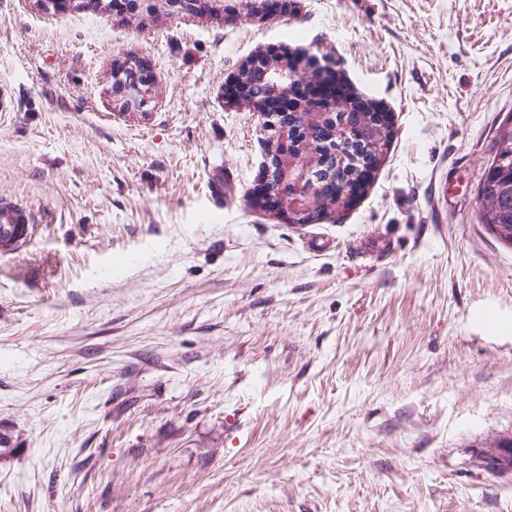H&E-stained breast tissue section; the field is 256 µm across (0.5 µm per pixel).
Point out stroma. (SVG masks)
<instances>
[{
    "mask_svg": "<svg viewBox=\"0 0 512 512\" xmlns=\"http://www.w3.org/2000/svg\"><path fill=\"white\" fill-rule=\"evenodd\" d=\"M286 50L339 60L393 130L314 224L255 204L267 134L224 98ZM128 53L157 94L123 115ZM0 93V196L33 224L0 253V512H512L477 455L512 434V247L477 204L512 0H0ZM154 86L153 78L149 69L141 58L136 55H127L123 59L112 62V89L118 93L122 88H139L141 101L140 112H147L152 98ZM141 103L144 107L141 109Z\"/></svg>",
    "mask_w": 512,
    "mask_h": 512,
    "instance_id": "obj_1",
    "label": "stroma"
}]
</instances>
